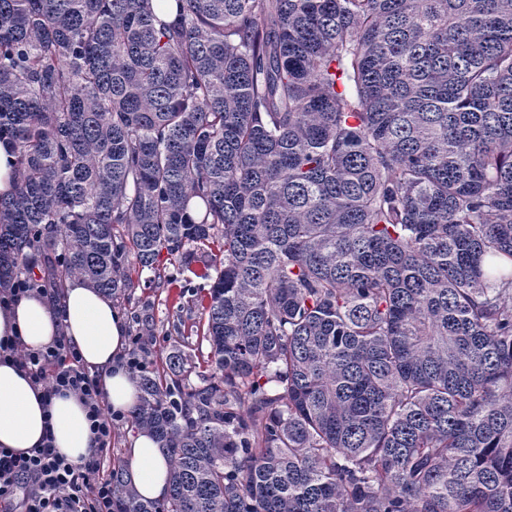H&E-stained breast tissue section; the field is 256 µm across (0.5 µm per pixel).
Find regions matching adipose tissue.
<instances>
[{
	"instance_id": "1",
	"label": "adipose tissue",
	"mask_w": 512,
	"mask_h": 512,
	"mask_svg": "<svg viewBox=\"0 0 512 512\" xmlns=\"http://www.w3.org/2000/svg\"><path fill=\"white\" fill-rule=\"evenodd\" d=\"M66 336L90 374L101 381L103 400L112 411L127 412L138 391L121 359L127 348L124 315L105 294L82 280L66 283L59 295L34 292L21 298L0 295V344L21 338L33 351ZM52 435L58 452L77 464L95 454L98 444L87 424V408L75 393L45 397L28 368L0 356V448L28 451ZM127 477L147 500L168 493L169 464L152 436L137 433L127 449Z\"/></svg>"
}]
</instances>
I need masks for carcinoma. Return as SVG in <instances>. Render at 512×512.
<instances>
[{
    "mask_svg": "<svg viewBox=\"0 0 512 512\" xmlns=\"http://www.w3.org/2000/svg\"><path fill=\"white\" fill-rule=\"evenodd\" d=\"M0 0V286L203 262L117 512H512V0ZM18 152L8 135L0 140V196L7 197L15 187Z\"/></svg>",
    "mask_w": 512,
    "mask_h": 512,
    "instance_id": "1",
    "label": "carcinoma"
}]
</instances>
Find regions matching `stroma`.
<instances>
[{
    "instance_id": "stroma-1",
    "label": "stroma",
    "mask_w": 512,
    "mask_h": 512,
    "mask_svg": "<svg viewBox=\"0 0 512 512\" xmlns=\"http://www.w3.org/2000/svg\"><path fill=\"white\" fill-rule=\"evenodd\" d=\"M166 274L173 278V285L153 288L147 273L130 271L132 286L115 305L123 313L129 333L142 327L153 331L144 353L149 370L165 372L166 356L175 347L184 351L191 365L203 367L209 345L202 337L197 299L209 283L191 277L189 271L175 264L167 265Z\"/></svg>"
}]
</instances>
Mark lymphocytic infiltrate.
Segmentation results:
<instances>
[{
    "label": "lymphocytic infiltrate",
    "mask_w": 512,
    "mask_h": 512,
    "mask_svg": "<svg viewBox=\"0 0 512 512\" xmlns=\"http://www.w3.org/2000/svg\"><path fill=\"white\" fill-rule=\"evenodd\" d=\"M7 351L29 368L34 383L46 394L71 391L84 400L99 448L79 465L59 455L48 439L26 452L0 448V502L19 494L23 512H115L112 481L104 472L112 460L114 416L103 404L99 380L84 370L77 351L63 336L36 352L27 351L19 341Z\"/></svg>",
    "instance_id": "lymphocytic-infiltrate-1"
}]
</instances>
